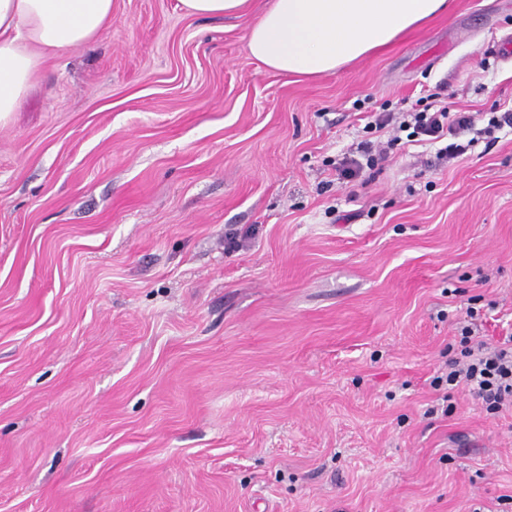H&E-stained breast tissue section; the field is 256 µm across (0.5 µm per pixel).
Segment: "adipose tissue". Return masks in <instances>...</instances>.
<instances>
[{
  "label": "adipose tissue",
  "instance_id": "adipose-tissue-1",
  "mask_svg": "<svg viewBox=\"0 0 512 512\" xmlns=\"http://www.w3.org/2000/svg\"><path fill=\"white\" fill-rule=\"evenodd\" d=\"M447 8L448 0H270L248 46L275 71L320 75ZM111 22L112 0H0V120L18 110L44 55L87 44Z\"/></svg>",
  "mask_w": 512,
  "mask_h": 512
}]
</instances>
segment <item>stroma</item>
<instances>
[{
	"label": "stroma",
	"mask_w": 512,
	"mask_h": 512,
	"mask_svg": "<svg viewBox=\"0 0 512 512\" xmlns=\"http://www.w3.org/2000/svg\"><path fill=\"white\" fill-rule=\"evenodd\" d=\"M266 2L113 0L0 122V512H512V408L430 385L467 307L512 329V135L335 170L382 109L512 108V0L313 77ZM187 14L201 18L237 17L248 7L249 0H180Z\"/></svg>",
	"instance_id": "obj_1"
}]
</instances>
